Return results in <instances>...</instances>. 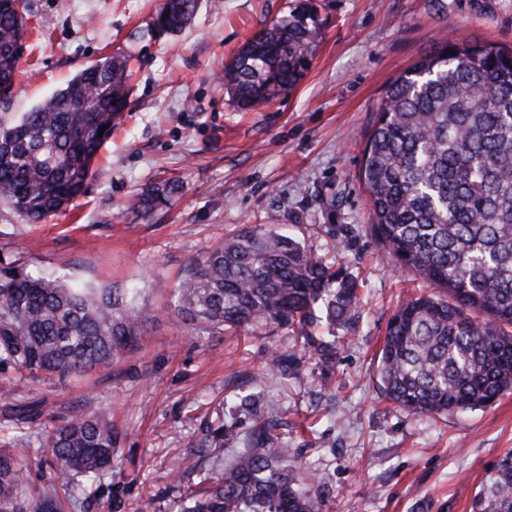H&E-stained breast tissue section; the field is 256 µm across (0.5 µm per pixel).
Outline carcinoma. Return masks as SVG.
Listing matches in <instances>:
<instances>
[{
  "mask_svg": "<svg viewBox=\"0 0 512 512\" xmlns=\"http://www.w3.org/2000/svg\"><path fill=\"white\" fill-rule=\"evenodd\" d=\"M197 0H165L161 34L189 22ZM22 0H0V98L13 95L27 30ZM319 28L284 16L248 38L224 64V87L248 111L284 96L310 67ZM128 59L81 68L30 111L0 113V202L37 223L83 190L91 163L128 105ZM107 126L104 132L99 128ZM371 234L388 256L445 296L422 294L390 318L380 350L383 394L404 410L441 416L491 406L512 392V49L445 40L386 89L362 151ZM167 182L134 196L150 214L177 193ZM358 283L272 228L245 225L193 259L174 310L198 337L277 325L302 353L274 352L268 370L300 368L302 355L336 362V326L356 316ZM129 289L35 275L0 262V364L80 381L128 358L153 316ZM276 415H258L252 447L218 473L201 458L224 445L204 431L191 442L199 481L176 512H319V501ZM118 436L99 410L48 431L43 447L63 489L112 469ZM30 494L19 451L0 450V512H57ZM473 512H512V453L492 468Z\"/></svg>",
  "mask_w": 512,
  "mask_h": 512,
  "instance_id": "carcinoma-1",
  "label": "carcinoma"
}]
</instances>
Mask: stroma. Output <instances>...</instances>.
I'll return each mask as SVG.
<instances>
[{
    "mask_svg": "<svg viewBox=\"0 0 512 512\" xmlns=\"http://www.w3.org/2000/svg\"><path fill=\"white\" fill-rule=\"evenodd\" d=\"M305 0H199L190 25L154 36L162 0H29L28 34L8 111H29L84 65L121 51L134 72L128 106L92 166L84 193L31 223L0 204V258L36 273L133 288L154 314L132 360L80 385L19 376L15 399L35 406L17 429L0 401V448L25 455L29 487H53L46 431L105 409L119 443L112 470L63 512H171L196 476L178 470L201 426L231 431L206 468L228 467L255 424L252 397L273 410L299 463L322 491L320 512H472L488 472L512 451V393L447 417L408 413L384 398L378 376L387 322L398 304L433 294L387 257L367 231L360 178L374 111L389 84L434 44L455 38L512 47V0H306L322 37L309 71L287 95L251 112L224 89V63L255 32ZM179 181L151 214L134 193ZM244 224L276 227L359 283L353 328L336 364L298 376L269 373L272 352L299 349L285 328L207 339L168 308L191 259Z\"/></svg>",
    "mask_w": 512,
    "mask_h": 512,
    "instance_id": "35a3bbf8",
    "label": "stroma"
}]
</instances>
